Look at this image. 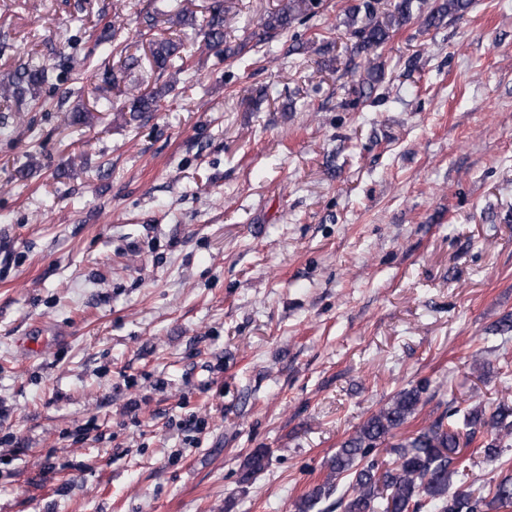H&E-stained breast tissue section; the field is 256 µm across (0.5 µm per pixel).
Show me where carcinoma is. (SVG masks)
I'll return each mask as SVG.
<instances>
[{
    "label": "carcinoma",
    "instance_id": "1",
    "mask_svg": "<svg viewBox=\"0 0 512 512\" xmlns=\"http://www.w3.org/2000/svg\"><path fill=\"white\" fill-rule=\"evenodd\" d=\"M319 0H286L284 7L267 15L262 23L264 35L271 37L291 28L313 13ZM471 6V0H444L431 9L424 20L428 27L447 23L448 16L461 18ZM228 0H214L205 24L199 32L209 47L223 45L224 20L230 11ZM412 0H398L395 12L377 16L371 0H362L347 9V24L353 39L352 52L367 56L365 84L374 89L381 81L382 70L368 55L381 48L393 29L406 23L411 16ZM179 45L172 41L158 43L152 50L156 69L171 71L175 79L182 69L172 70ZM48 81L45 67L31 64L22 67L7 83L0 85V94L23 103L34 98ZM166 94L161 87L147 94H131L128 111L156 112ZM426 386L418 384L397 393L392 403L372 414L347 438L328 462L326 481L314 486L296 504V512H313L322 500L335 490V481L349 479V485L336 507L342 512H489L512 506V475L489 481L472 489L452 488L453 478L468 467L479 463L502 461L508 448L505 439L512 435V406L502 405L490 417L477 408H456L450 420L440 417L418 430L414 436L389 449L394 458L379 472V464L370 454L387 437L400 429L418 411ZM486 434L478 457L458 458L460 448L474 438L475 430ZM269 464L268 451L256 448L244 463V478L264 470Z\"/></svg>",
    "mask_w": 512,
    "mask_h": 512
}]
</instances>
